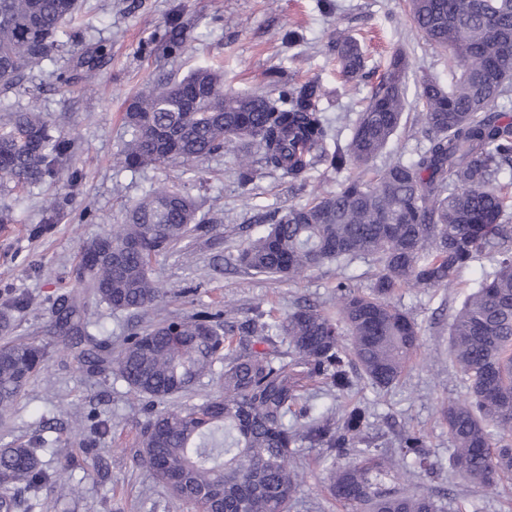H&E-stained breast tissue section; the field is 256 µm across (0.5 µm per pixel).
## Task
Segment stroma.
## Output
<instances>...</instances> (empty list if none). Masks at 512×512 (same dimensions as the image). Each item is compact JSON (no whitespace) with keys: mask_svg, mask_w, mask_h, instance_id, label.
Returning <instances> with one entry per match:
<instances>
[{"mask_svg":"<svg viewBox=\"0 0 512 512\" xmlns=\"http://www.w3.org/2000/svg\"><path fill=\"white\" fill-rule=\"evenodd\" d=\"M331 3L326 11L321 0H81L71 51L30 73L31 94H8V102L43 112L75 141L72 164L78 174L69 186L46 182L0 191V209L15 216L14 223L0 224V312L10 318L8 327L0 329V343L25 337L48 347L45 368L12 413L0 419V445L34 444L42 434L41 416L57 419V430L46 434L49 446L43 458L77 491L75 498L61 500L57 512H184L132 460L147 418L144 400L110 374L80 370L69 346L49 331L52 306L78 287L73 270L83 245L121 223L127 206L161 185L175 184L196 200L204 228L153 261L154 278L169 292L156 306L133 314L86 296L89 332L109 336L113 349H120L134 328L189 317L204 307L223 308L238 321L259 314L271 322L305 300L332 308L338 283L364 292L371 288L378 269L368 258L330 264L292 280L258 274L237 263L251 238L288 208L338 191L346 173L318 165L305 182L293 183L281 172L264 169L244 184L238 178V153L229 148L201 161L205 181L195 185L178 165L131 169L121 157L130 138L123 119L129 102L147 91L157 74L182 77L200 66L223 69L225 88L245 94L270 93L276 72L297 82L317 81L330 125L326 148L334 150L349 140L373 88L369 82L344 83L339 74L330 45L345 30L359 40L370 67L383 68L394 52L407 53L408 108L373 165L383 167L398 156L414 159L428 143L418 116V86L427 76L447 81V52L429 45L411 25L406 0ZM174 17L182 24L181 49H151V41ZM291 30L299 41H288ZM98 44L110 48V61L95 74L82 70L70 84L59 83V72L73 67L74 54ZM55 197L60 206L48 224L45 205ZM493 266V257L483 253L448 285L400 292L396 303L418 325L421 347L397 385L378 390L360 380L339 395L320 384L305 395L318 410L350 402L366 406L367 434L384 453L397 447L400 430L423 434L436 472L409 474L398 468L391 483L407 491L432 492L447 512H512L511 476L496 490L485 491L449 474L453 443L441 416L448 401L466 392L462 374L448 358L449 324L481 273ZM19 295L27 300L21 309L13 305ZM93 415L107 420L104 436L90 434ZM296 462L304 483L290 512H345L328 494L330 461L323 450L297 449Z\"/></svg>","mask_w":512,"mask_h":512,"instance_id":"1","label":"stroma"}]
</instances>
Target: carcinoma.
Listing matches in <instances>:
<instances>
[{"label":"carcinoma","mask_w":512,"mask_h":512,"mask_svg":"<svg viewBox=\"0 0 512 512\" xmlns=\"http://www.w3.org/2000/svg\"><path fill=\"white\" fill-rule=\"evenodd\" d=\"M78 0H0V92L26 91L28 74L65 48ZM411 23L433 46L449 49L448 83L422 82L418 99L429 145L411 161L379 170L371 162L398 130L406 108L409 63L397 52L358 114L349 142L328 152L329 125L318 107L319 86L278 73L276 95L224 88V74L200 67L181 79L159 76L125 113L131 137L121 155L128 168L179 163L202 179L198 163L237 145L246 160L302 181L325 163L358 170L343 187L290 208L239 254L257 273L294 278L328 263L368 257L379 273L370 294L336 286V315L297 306L273 322L240 324L200 310L135 329L123 347L86 337L75 352L89 371L110 372L153 405L194 392L216 363L224 394L199 404L151 410L135 464L147 468L188 512H289L300 485L295 449L323 448L331 460L328 491L348 512H442L426 491L381 489L388 466L356 447L367 424L359 405L309 415L294 411L304 383L320 378L338 393L352 373L387 389L402 378L420 348V330L390 302L401 288L448 285L474 256H495L449 324V353L469 380L463 398L443 408L454 442L449 467L464 482L494 486L512 474V192L499 183L512 170V116L498 109L512 92V0H408ZM332 51L348 83L368 77L358 42L336 36ZM100 45L79 65L107 58ZM0 188L71 182L63 161L74 143L40 112L0 104ZM201 219L189 194L162 185L130 206L99 237L96 259L81 253L78 283L113 311L137 312L164 297L151 263L181 244ZM50 322L60 332L84 331L78 307L63 298ZM350 336V347L343 336ZM288 343L289 352H276ZM267 345L264 351L255 344ZM46 364L44 345L17 339L0 345V416L7 415ZM304 422L288 423V416ZM48 444L0 448V512H51L62 495L58 472L42 458ZM399 460L416 473L431 469L424 435L406 431Z\"/></svg>","instance_id":"cac0c4a2"}]
</instances>
